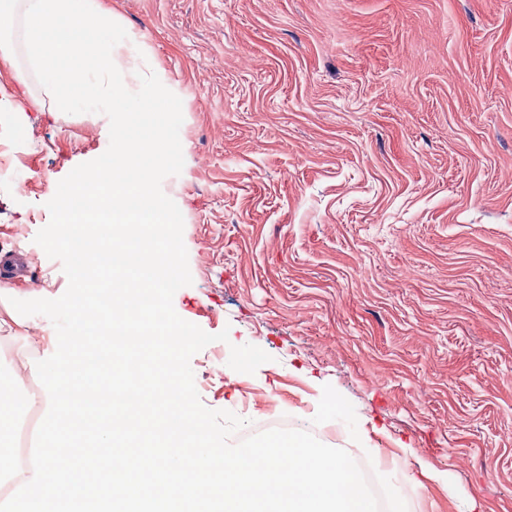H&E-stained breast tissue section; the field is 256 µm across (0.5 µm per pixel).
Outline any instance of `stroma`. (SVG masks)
<instances>
[{"label":"stroma","mask_w":512,"mask_h":512,"mask_svg":"<svg viewBox=\"0 0 512 512\" xmlns=\"http://www.w3.org/2000/svg\"><path fill=\"white\" fill-rule=\"evenodd\" d=\"M106 2L140 43L125 87L182 101L173 306L229 333L190 361L202 403L374 458L407 512H512V0ZM0 135L29 176L0 183L3 318L65 292L35 237L109 119L62 112L20 48ZM244 344L270 362L230 368Z\"/></svg>","instance_id":"1"}]
</instances>
